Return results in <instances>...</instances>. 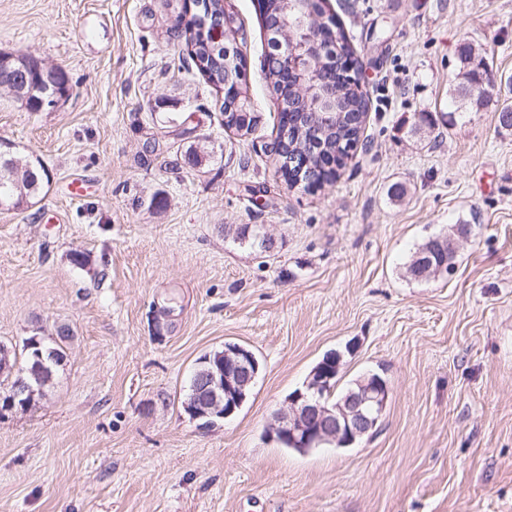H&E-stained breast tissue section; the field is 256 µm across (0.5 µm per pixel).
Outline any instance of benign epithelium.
I'll list each match as a JSON object with an SVG mask.
<instances>
[{"instance_id": "obj_1", "label": "benign epithelium", "mask_w": 512, "mask_h": 512, "mask_svg": "<svg viewBox=\"0 0 512 512\" xmlns=\"http://www.w3.org/2000/svg\"><path fill=\"white\" fill-rule=\"evenodd\" d=\"M301 6L302 16L297 28L276 25L267 30L269 54L287 75L289 90L303 96L309 109L315 113L320 129L336 123V97L339 90L324 74L336 71L345 61L341 40L333 35L336 20L326 10L327 0H293ZM332 32L329 38L323 33ZM15 57H0V87L15 88ZM244 71L239 68L224 77V88L230 89L234 99L227 100L229 108L241 104L237 95ZM288 127L279 129L267 149L275 154L280 163L299 168V177L310 183L313 174L302 162L299 154L315 148L308 143L301 152H288ZM454 242L435 238L430 241L427 253L419 255V263L412 269L415 277H438L454 269ZM341 364V355L329 352L310 372L303 388L288 396V406L275 415L270 434L273 440L298 443L306 448L323 444L352 445L372 433L389 399L387 381L378 376L365 375L359 380L360 390L351 391L339 402H331L326 393L331 391V381ZM260 370L256 355L248 348L226 343L221 353L211 361V368H197L193 382L198 392L206 396L204 405L186 409L192 419L219 416L229 418L243 405L246 391L252 390ZM10 391L6 405L24 404V395L30 392L29 384L21 372H11Z\"/></svg>"}]
</instances>
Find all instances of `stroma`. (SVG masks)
Masks as SVG:
<instances>
[{"instance_id":"obj_1","label":"stroma","mask_w":512,"mask_h":512,"mask_svg":"<svg viewBox=\"0 0 512 512\" xmlns=\"http://www.w3.org/2000/svg\"><path fill=\"white\" fill-rule=\"evenodd\" d=\"M181 4L0 0V51L72 86L42 112L0 94V139L49 180L0 212V344L73 331L32 406L0 416V512H512V130L496 101L450 102L464 46L512 75V0H328L369 110L364 146L316 189L288 185L266 148L279 108L255 0H225L244 137L179 62ZM154 138L163 158L143 152ZM192 149L198 165L176 164ZM460 224L453 271L412 278L415 248ZM248 231L268 247L236 243ZM228 342L260 373L204 426L182 401ZM331 350L343 381H388L376 431L281 447L276 413Z\"/></svg>"}]
</instances>
